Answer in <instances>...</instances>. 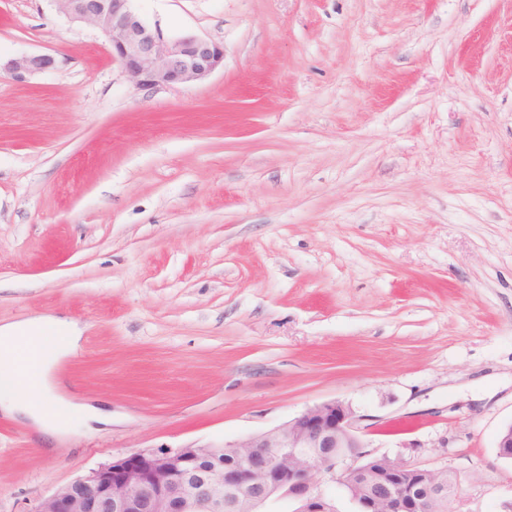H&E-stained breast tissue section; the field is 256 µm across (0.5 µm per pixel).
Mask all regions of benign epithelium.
Segmentation results:
<instances>
[{"label": "benign epithelium", "instance_id": "obj_1", "mask_svg": "<svg viewBox=\"0 0 512 512\" xmlns=\"http://www.w3.org/2000/svg\"><path fill=\"white\" fill-rule=\"evenodd\" d=\"M68 20L107 38L112 58L139 87H174L224 67V45L193 33L166 35L137 0H50ZM43 53L7 61L19 77L54 68ZM352 403L310 407L283 426L222 444L139 451L99 466L37 512H262L287 500L294 512H337L317 477L339 479L355 512H459L457 478L366 450Z\"/></svg>", "mask_w": 512, "mask_h": 512}]
</instances>
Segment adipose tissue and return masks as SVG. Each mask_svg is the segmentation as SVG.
<instances>
[{"mask_svg":"<svg viewBox=\"0 0 512 512\" xmlns=\"http://www.w3.org/2000/svg\"><path fill=\"white\" fill-rule=\"evenodd\" d=\"M81 331L70 321L51 316L0 325V409L17 410L49 437L71 431L74 416L98 420V413L56 392L54 369L77 351Z\"/></svg>","mask_w":512,"mask_h":512,"instance_id":"ef3b65f1","label":"adipose tissue"}]
</instances>
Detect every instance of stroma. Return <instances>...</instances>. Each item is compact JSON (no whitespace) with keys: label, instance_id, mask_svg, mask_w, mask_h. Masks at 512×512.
Returning <instances> with one entry per match:
<instances>
[{"label":"stroma","instance_id":"1","mask_svg":"<svg viewBox=\"0 0 512 512\" xmlns=\"http://www.w3.org/2000/svg\"><path fill=\"white\" fill-rule=\"evenodd\" d=\"M224 66L134 86L51 0H0V325L81 330L47 446L0 412V512L135 451L351 402L370 452L512 507V0H138ZM6 65L15 75L24 77L53 69L56 60L49 54L33 53L13 57L7 61Z\"/></svg>","mask_w":512,"mask_h":512}]
</instances>
